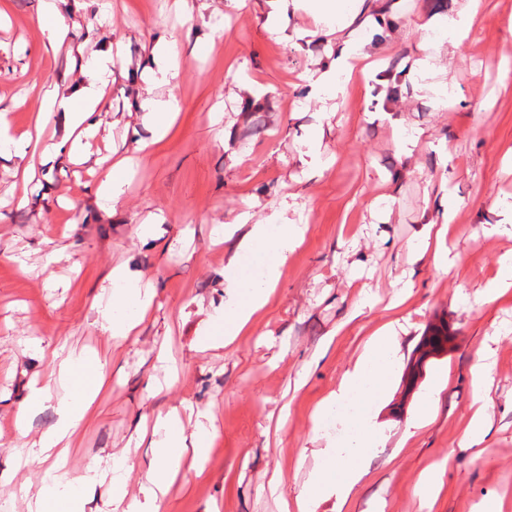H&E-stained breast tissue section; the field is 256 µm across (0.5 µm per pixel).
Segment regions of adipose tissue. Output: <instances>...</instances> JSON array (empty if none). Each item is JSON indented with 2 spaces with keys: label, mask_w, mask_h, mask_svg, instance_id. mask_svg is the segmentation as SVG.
Returning <instances> with one entry per match:
<instances>
[{
  "label": "adipose tissue",
  "mask_w": 512,
  "mask_h": 512,
  "mask_svg": "<svg viewBox=\"0 0 512 512\" xmlns=\"http://www.w3.org/2000/svg\"><path fill=\"white\" fill-rule=\"evenodd\" d=\"M273 11L285 6L304 9L313 26L309 36H317L323 28L350 27L362 15L366 0H268ZM359 41L346 38L331 46L325 68L313 72L308 81L315 94L340 90L351 77L352 62L361 54ZM112 51L100 50L96 61L81 66V80L77 89L57 90L52 72H44L38 87L52 88L53 94L44 102L46 112L63 111L68 118L67 134L45 146L42 155L54 159L60 154L71 157L83 155L98 132L104 115L111 105L107 87L112 80ZM304 225L281 222L279 213H272L263 222L251 224L246 217H237L224 231L225 237L235 238L236 244L226 266V286L229 290L224 304L222 333L225 343H232L250 327L267 306L278 283L281 269L289 253L301 242ZM114 283L99 313L102 326L113 339L124 340L148 315L155 298L149 284L131 279L124 271L112 274ZM494 337H486L483 351L471 370L473 402L476 410L462 433L466 446L480 445L485 437L487 415V387L494 371ZM398 350V325L390 321L372 333L353 366L346 370L336 388L319 405L315 427H322L324 419L335 407L347 406L342 414L341 435L329 448L323 449V463L314 470L287 503V512H315L328 491H335L338 500L347 501L356 486L369 472V463L375 448L381 443L366 404L375 402L388 383L391 366ZM57 376L67 394L56 406L57 421L44 433L33 451V458L51 457L55 449L72 438L90 412L104 381V365L99 355L68 353L57 364ZM158 429L161 437L155 448L159 463L146 475L143 493L151 501H160L183 464L191 468L203 466L209 456L207 438L203 433L186 434L177 414L163 418ZM62 462H55L47 473L44 485L34 500L32 512H85L86 494L98 482L107 479L101 469L90 470L79 486L64 481Z\"/></svg>",
  "instance_id": "adipose-tissue-1"
}]
</instances>
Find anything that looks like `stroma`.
I'll return each instance as SVG.
<instances>
[{
	"label": "stroma",
	"mask_w": 512,
	"mask_h": 512,
	"mask_svg": "<svg viewBox=\"0 0 512 512\" xmlns=\"http://www.w3.org/2000/svg\"><path fill=\"white\" fill-rule=\"evenodd\" d=\"M385 4L394 26L378 20L360 32L373 69L406 87L424 44H440L441 58L455 61L445 77L454 108L434 109L406 90L391 97L363 79L335 97L315 95L306 76L321 67L334 35L306 42L308 20L297 12L282 16L283 37L271 39L266 0H247L242 10L228 0H60L72 30L55 49L36 24L43 0H0V108L9 109L13 131L44 108L30 92L42 70L72 88L81 61L114 48L111 110L82 160L35 165V189L20 206L13 184L25 161L0 156V512H29L25 489H37L52 467L18 466L16 417L33 381L60 394L52 371L61 348L99 352L109 383L82 425L71 477L113 466L139 496L155 463L153 427L175 412L186 432H210V455L200 470L182 469L160 512H280L319 466L313 447L335 436L328 429L314 439L316 404L394 318L405 331L391 389L375 408L383 441L370 475L350 500L327 498L316 512H423L415 488L436 463L445 473L431 512H473L496 494L512 512V294L479 299L512 251V0H484L467 36L444 42L415 26L459 11L464 0ZM172 31L182 54L176 117L111 205L95 195L98 160L151 140L144 105L171 91L140 73ZM317 124L334 158L320 173L302 160ZM400 134L416 136L411 152L400 151ZM288 194L296 198L288 221L307 225L305 238L258 321L224 345L231 244L223 228L244 212L269 216ZM447 203L457 215L444 239L453 264L443 273L411 248ZM143 224L153 225L152 236L140 235ZM118 266L156 293L139 336L121 344L97 312ZM407 278L412 294L393 308ZM441 322L451 342L406 386L409 359ZM492 335L489 432L467 448L470 368ZM435 386L429 426L401 443Z\"/></svg>",
	"instance_id": "stroma-1"
}]
</instances>
